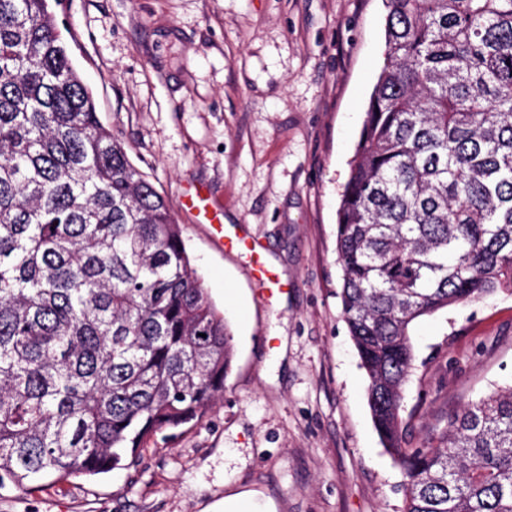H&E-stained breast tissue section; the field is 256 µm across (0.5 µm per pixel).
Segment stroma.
<instances>
[{
	"mask_svg": "<svg viewBox=\"0 0 512 512\" xmlns=\"http://www.w3.org/2000/svg\"><path fill=\"white\" fill-rule=\"evenodd\" d=\"M102 123L166 197L233 335L224 394L147 440L136 468L0 490V512H402L403 472L367 404L342 315L336 221L384 65L382 0H57ZM209 190L211 221L181 207ZM259 243L282 292L208 223ZM403 445L512 384V293L411 331Z\"/></svg>",
	"mask_w": 512,
	"mask_h": 512,
	"instance_id": "1",
	"label": "stroma"
}]
</instances>
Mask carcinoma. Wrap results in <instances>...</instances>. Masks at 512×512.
<instances>
[{"mask_svg":"<svg viewBox=\"0 0 512 512\" xmlns=\"http://www.w3.org/2000/svg\"><path fill=\"white\" fill-rule=\"evenodd\" d=\"M51 0H0V489L132 467L235 353L167 200L100 121ZM337 211L340 298L404 512H512V386L402 447L421 316L512 290V0H383Z\"/></svg>","mask_w":512,"mask_h":512,"instance_id":"1","label":"carcinoma"}]
</instances>
